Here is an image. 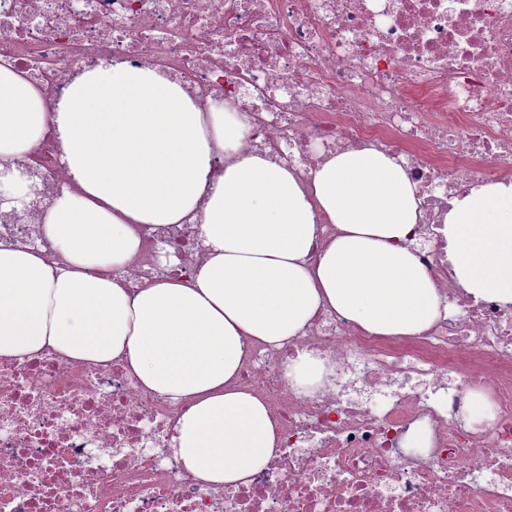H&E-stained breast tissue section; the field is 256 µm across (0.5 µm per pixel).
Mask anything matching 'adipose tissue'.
<instances>
[{"instance_id":"adipose-tissue-1","label":"adipose tissue","mask_w":512,"mask_h":512,"mask_svg":"<svg viewBox=\"0 0 512 512\" xmlns=\"http://www.w3.org/2000/svg\"><path fill=\"white\" fill-rule=\"evenodd\" d=\"M49 132L71 186L45 206L19 160ZM238 139L223 112H203L156 69L101 62L49 115L28 73L0 67V213L45 206L43 232L64 258L0 243V357L50 348L90 364L124 358L144 390L186 403L175 454L218 487L246 482L279 451L265 400L236 382L255 346L291 343L321 311L396 340L442 311L406 245L420 212L404 161L365 146L304 182L266 155L235 154ZM186 223L207 253L192 282L149 272L128 288L121 269L143 232ZM325 224L337 234L322 246ZM444 224L456 283L512 304V183L472 188ZM281 373L306 397L336 379L311 352Z\"/></svg>"}]
</instances>
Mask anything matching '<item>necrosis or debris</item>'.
<instances>
[{"label": "necrosis or debris", "instance_id": "1", "mask_svg": "<svg viewBox=\"0 0 512 512\" xmlns=\"http://www.w3.org/2000/svg\"><path fill=\"white\" fill-rule=\"evenodd\" d=\"M105 59L179 75L243 123L242 153L303 181L369 143L405 157L417 255L452 312L410 342L322 312L285 348L256 347L239 383L266 400L281 447L248 483L220 488L175 458L181 406L143 390L122 359L0 358V512H512V305L457 285L443 234L456 197L512 180V0H0V66L25 70L46 112ZM33 158L52 198L67 183L53 136ZM160 240L176 264L157 260ZM0 242L59 259L33 211L0 217ZM203 259L189 228L149 232L125 283L147 267L188 282ZM303 350L347 386L296 394L281 365ZM472 391L496 416L468 428ZM418 424L433 438L422 458L402 448Z\"/></svg>", "mask_w": 512, "mask_h": 512}]
</instances>
